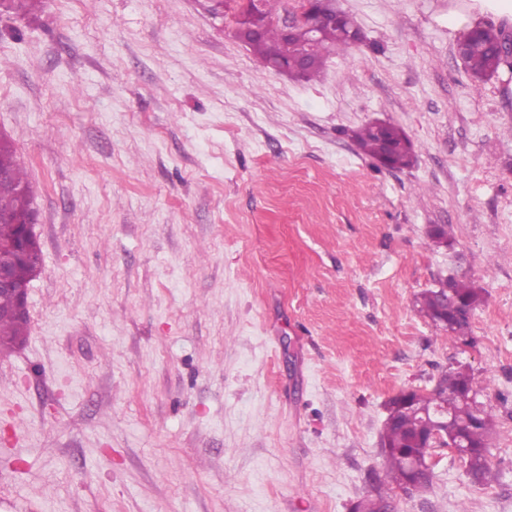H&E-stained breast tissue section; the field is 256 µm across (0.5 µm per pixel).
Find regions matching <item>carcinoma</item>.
<instances>
[{
    "label": "carcinoma",
    "instance_id": "carcinoma-1",
    "mask_svg": "<svg viewBox=\"0 0 512 512\" xmlns=\"http://www.w3.org/2000/svg\"><path fill=\"white\" fill-rule=\"evenodd\" d=\"M283 0H266L265 11L257 20L245 19L237 22L236 37L247 44L253 53L264 63L293 61L303 55L309 42V32L297 27L291 35H286L276 22L282 10ZM38 0H0V13L27 18ZM504 32L493 26L474 28L459 34L456 43L467 49L463 69L472 80L473 90H479L484 79L497 73L506 66L512 70V57L499 53L498 44ZM351 45L343 28L326 24L320 30L319 42L309 59L301 60V73L298 78L308 80L317 75L323 65L326 54L336 46ZM353 140L366 155L378 160L391 169L410 167L415 159L413 144L405 132L397 125L389 123L383 131L374 124H366L353 132ZM0 178L8 183V189L0 190V249L12 248L19 228L30 220L32 191L26 181L24 170L19 163L11 142L0 135ZM448 289V307L454 309L450 314L452 326L447 329L448 338L457 340L471 332V319L463 309L457 307L458 301H466L471 309L483 302V289L473 283L448 278L441 282ZM437 289H429L420 297V311L433 320L440 313ZM15 299L8 293H0V347H10L23 343L28 333V320L14 313ZM438 384L448 391V400L455 398L459 388L474 387V377L468 367L462 365L440 372ZM435 393H418L412 398V411L397 412L384 424L380 436L385 445V475L379 481L375 495L359 501L354 512H380L390 506L391 493L398 489L407 478L411 468V456L406 449L413 447L415 441L434 429ZM492 408L481 405L473 408L469 405H456L455 413L448 416V432L443 435L445 442H454L463 436L467 442L490 454L489 434L493 427Z\"/></svg>",
    "mask_w": 512,
    "mask_h": 512
}]
</instances>
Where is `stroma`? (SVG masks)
<instances>
[{
	"instance_id": "1",
	"label": "stroma",
	"mask_w": 512,
	"mask_h": 512,
	"mask_svg": "<svg viewBox=\"0 0 512 512\" xmlns=\"http://www.w3.org/2000/svg\"><path fill=\"white\" fill-rule=\"evenodd\" d=\"M337 2L365 39L310 81L201 0L0 15L43 254L0 351V512H352L389 399L459 364L494 478L443 450L392 512H512V87L471 89L448 0ZM375 120L411 167L358 149ZM451 276L484 290L467 346L419 310ZM358 148L366 155L378 160L390 169L410 167L415 159L413 144L397 125L387 123V128L378 130L374 123L353 131Z\"/></svg>"
}]
</instances>
